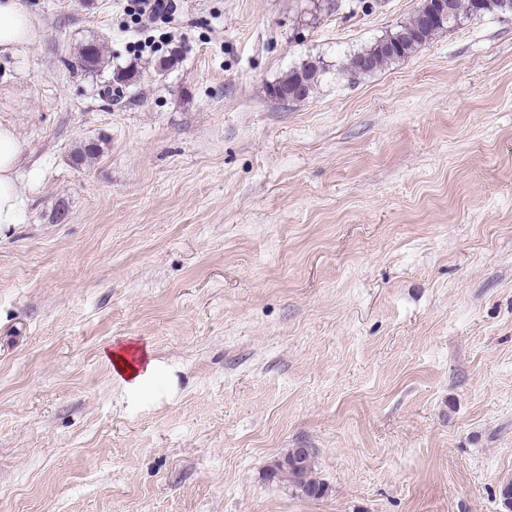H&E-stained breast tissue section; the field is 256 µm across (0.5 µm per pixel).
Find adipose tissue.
I'll return each mask as SVG.
<instances>
[{
    "label": "adipose tissue",
    "instance_id": "adipose-tissue-1",
    "mask_svg": "<svg viewBox=\"0 0 512 512\" xmlns=\"http://www.w3.org/2000/svg\"><path fill=\"white\" fill-rule=\"evenodd\" d=\"M35 37L21 0H0V49L11 50ZM22 154L23 145L14 129L0 125V225L20 221L24 201L18 190V168ZM104 356L111 363L117 382L136 399L152 389L159 378L171 375L164 363L151 357L148 348L137 344L114 343L105 348Z\"/></svg>",
    "mask_w": 512,
    "mask_h": 512
}]
</instances>
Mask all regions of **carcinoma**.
Listing matches in <instances>:
<instances>
[{
  "label": "carcinoma",
  "mask_w": 512,
  "mask_h": 512,
  "mask_svg": "<svg viewBox=\"0 0 512 512\" xmlns=\"http://www.w3.org/2000/svg\"><path fill=\"white\" fill-rule=\"evenodd\" d=\"M433 0H422V5L408 21L375 41L367 49L353 53L343 67L351 79L373 73L389 62L408 56L426 44L438 31L457 24L463 18L474 19L489 12L512 13V0H452L451 12L429 26H422V15L429 12ZM78 66L85 72L100 73L108 67L102 47L94 42L81 46L77 55ZM324 68L314 62L305 63L289 70L275 84L267 87L268 95L290 103L305 101L313 94L321 81ZM137 71L132 67L111 71V81L129 87L136 82ZM266 478L282 484L296 494L319 499L327 492V486L314 476L313 452L310 448H290L268 466Z\"/></svg>",
  "instance_id": "1"
}]
</instances>
